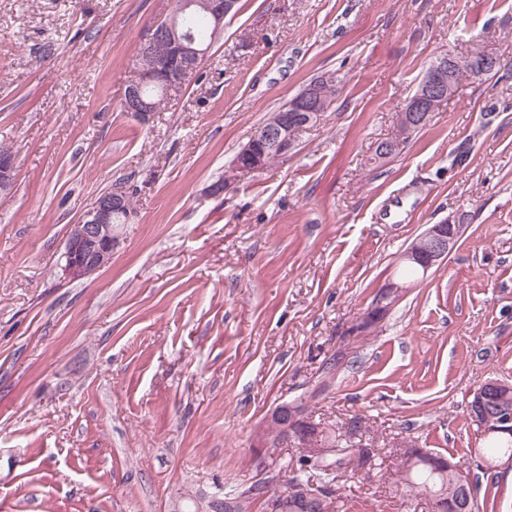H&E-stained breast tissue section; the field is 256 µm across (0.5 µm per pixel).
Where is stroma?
<instances>
[{"mask_svg":"<svg viewBox=\"0 0 512 512\" xmlns=\"http://www.w3.org/2000/svg\"><path fill=\"white\" fill-rule=\"evenodd\" d=\"M175 0H0V506L172 512L184 492L279 490L253 451L266 414L309 407L376 449L335 512H429L407 443L481 447L468 403L512 381V0H240L200 77L148 123L122 111L145 32ZM490 52L400 154L374 163L434 57ZM338 92L288 159L230 173L312 79ZM223 192H214L217 181ZM135 191L111 263L70 279L71 224ZM448 258L359 324L427 225ZM480 512H512V465L477 466Z\"/></svg>","mask_w":512,"mask_h":512,"instance_id":"stroma-1","label":"stroma"}]
</instances>
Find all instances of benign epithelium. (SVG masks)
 <instances>
[{"mask_svg": "<svg viewBox=\"0 0 512 512\" xmlns=\"http://www.w3.org/2000/svg\"><path fill=\"white\" fill-rule=\"evenodd\" d=\"M236 0H205V12L214 33L224 30V19L230 15ZM207 55L196 40L188 34H178L177 28L166 23L154 25L140 41L137 58L140 72L163 83L184 87L196 75L200 61ZM451 55L440 54L434 58L416 94L410 96L400 119L403 132L419 126L454 94L452 71L448 69ZM123 103L127 111L146 122L153 113L154 105L146 101L136 85H129ZM291 112L269 125L257 127L240 154L244 160L243 170L256 173L267 168L266 152L259 145L267 144L279 154L286 156L295 147L299 132L320 120L322 95L319 84L307 85L289 103ZM16 158L0 154V192H10L14 187ZM130 222L133 216L126 212L125 195L120 189L101 193L83 211L77 223L70 226L62 258L63 270L74 278H85L105 268L112 260V252L118 246L123 225L120 216ZM462 225L445 219L430 225L422 234L425 249L421 252L406 249L398 257L400 262H415L424 271L443 262L454 247ZM509 388L503 381L488 382V388L473 392L469 403V414L479 424L483 436L512 431V410H508V396L496 398L494 393ZM301 419V408L296 403H281L268 414L264 425L288 426Z\"/></svg>", "mask_w": 512, "mask_h": 512, "instance_id": "obj_1", "label": "benign epithelium"}]
</instances>
